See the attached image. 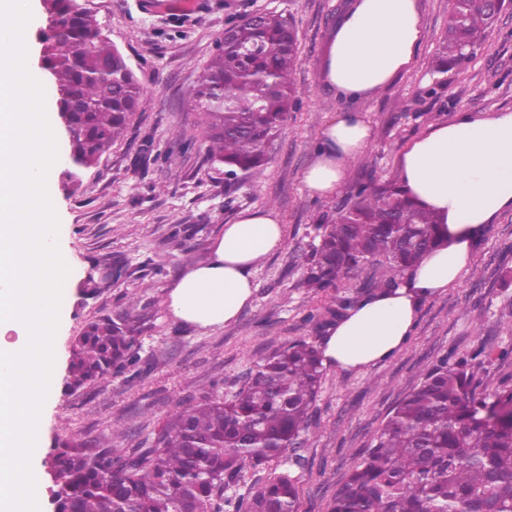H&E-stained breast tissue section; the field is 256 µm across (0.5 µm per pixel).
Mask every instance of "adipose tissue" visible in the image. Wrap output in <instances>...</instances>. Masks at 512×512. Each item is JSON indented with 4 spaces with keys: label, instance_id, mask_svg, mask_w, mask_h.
<instances>
[{
    "label": "adipose tissue",
    "instance_id": "ef3b65f1",
    "mask_svg": "<svg viewBox=\"0 0 512 512\" xmlns=\"http://www.w3.org/2000/svg\"><path fill=\"white\" fill-rule=\"evenodd\" d=\"M422 36L418 0H351L328 34L320 79L339 98L370 96L409 70ZM369 141L361 113L347 111L327 124L304 173L309 193L334 196L347 162ZM400 183L436 216L438 242L395 288L364 296L330 327L320 345L324 365L364 370L393 357L423 301L461 280L487 226L512 209V111L465 112L433 127L402 154ZM282 239L272 213L242 212L215 239L209 259L178 276L168 295L172 314L201 328L233 322L255 293L256 266Z\"/></svg>",
    "mask_w": 512,
    "mask_h": 512
}]
</instances>
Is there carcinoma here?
<instances>
[{
	"label": "carcinoma",
	"mask_w": 512,
	"mask_h": 512,
	"mask_svg": "<svg viewBox=\"0 0 512 512\" xmlns=\"http://www.w3.org/2000/svg\"><path fill=\"white\" fill-rule=\"evenodd\" d=\"M41 67L50 77L53 109L67 136L75 192L81 175L124 138L144 94L125 56L78 0H41ZM492 0H451L448 28L434 72L443 75L468 59L493 30ZM197 90L208 160L225 173L259 177L268 147L289 117L299 62L296 31L268 12L229 26ZM437 220L402 192L397 181L356 183L349 199L329 208L319 240L298 257L306 287L318 293L368 264L383 266L371 290L391 288L436 244ZM107 273L80 285L88 296L110 288L123 273L119 259ZM360 299L357 292L310 313L318 327L332 324ZM124 314L87 322L72 344L65 388L75 391L135 361ZM469 360L445 355L376 431L371 448L339 486L330 512H512V387L479 393ZM323 365L317 347L296 340L250 373L231 398L209 392L182 401L149 448H120L126 431L71 439L46 461L56 489L54 512H298L293 477L279 473L244 497L226 491L246 467L288 459L308 430Z\"/></svg>",
	"instance_id": "1"
}]
</instances>
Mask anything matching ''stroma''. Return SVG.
Segmentation results:
<instances>
[{"mask_svg":"<svg viewBox=\"0 0 512 512\" xmlns=\"http://www.w3.org/2000/svg\"><path fill=\"white\" fill-rule=\"evenodd\" d=\"M126 57L148 104L127 137L67 192V152L59 150L49 194L60 242L71 261L69 292L55 337V373L64 379L72 342L89 320L124 311L137 295L135 366L70 392L56 388L44 409L39 448L32 458L40 512H52L54 487L45 462L61 442L130 430L127 446L150 447L163 422L188 395L231 397L263 358L323 332L307 314L345 292L366 287L382 269L369 266L322 293L301 279L299 255L317 242L316 224L332 201H345L366 177L396 178L404 150L457 113L483 116L512 109V8L476 48L472 60L436 83L431 64L448 25L450 0H419L422 43L411 69L376 94L337 98L320 81L326 33L343 0H79ZM257 11L289 18L301 64L293 75L298 101L270 148L259 180L227 181L206 159L196 104L198 76L226 27ZM346 111L362 113L370 145L348 164L334 200L312 197L303 174L321 144L323 127ZM273 209L283 227L279 248L254 271L257 289L231 324L198 328L175 318L168 295L176 275L204 263L225 224L246 210ZM124 276L95 299L79 284L111 257ZM490 360L476 362L477 383H512V212L489 225L461 281L426 300L406 344L391 359L363 371L326 367L312 424L295 469L300 512H327L373 435L417 385L426 367L446 353L468 357L481 344Z\"/></svg>","mask_w":512,"mask_h":512,"instance_id":"stroma-1","label":"stroma"}]
</instances>
